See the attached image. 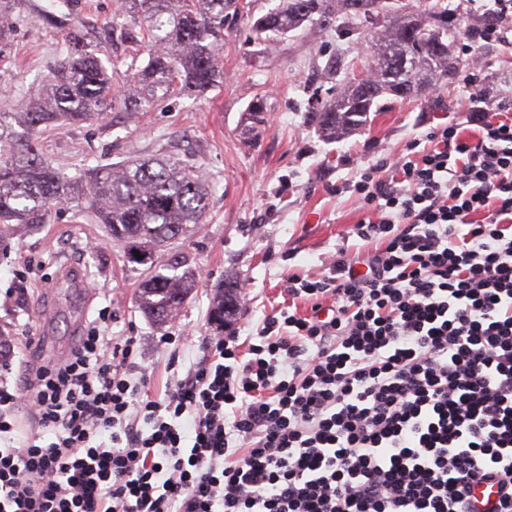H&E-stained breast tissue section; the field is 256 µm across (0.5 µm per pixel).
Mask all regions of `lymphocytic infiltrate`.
Wrapping results in <instances>:
<instances>
[{
    "mask_svg": "<svg viewBox=\"0 0 512 512\" xmlns=\"http://www.w3.org/2000/svg\"><path fill=\"white\" fill-rule=\"evenodd\" d=\"M498 9L466 55L512 45ZM462 88L476 140L435 126L356 183L379 249L291 277L163 393L105 308L51 365L0 339V512H512V117Z\"/></svg>",
    "mask_w": 512,
    "mask_h": 512,
    "instance_id": "lymphocytic-infiltrate-1",
    "label": "lymphocytic infiltrate"
}]
</instances>
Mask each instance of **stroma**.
I'll return each mask as SVG.
<instances>
[{
	"label": "stroma",
	"instance_id": "35a3bbf8",
	"mask_svg": "<svg viewBox=\"0 0 512 512\" xmlns=\"http://www.w3.org/2000/svg\"><path fill=\"white\" fill-rule=\"evenodd\" d=\"M56 2L70 24L83 30L114 85H121L126 65L112 44L115 0ZM15 15L10 55L0 59L2 112L33 94L48 79L51 64L73 50L66 30L30 16L23 2ZM249 18L239 16L228 28L218 87L169 96L147 112H111L103 121L53 130L41 139L43 153L70 176L164 153L189 160L208 178L206 220L177 243L200 274L180 315L163 326L144 318L135 304L141 267L127 263L104 225L87 223L64 205L47 224L0 244V335L23 341L37 335L47 319L60 348L68 350L78 338L74 319L89 323L99 309L110 308L109 336L136 340L133 375L151 373L153 392H164L172 374L185 373L199 360L203 337L214 333L210 296L225 275L251 283L253 301L231 326L244 337L282 304L289 278L319 272L338 248L368 251L352 232L366 214L353 190L362 173L396 159L413 138L451 120L461 123L463 137L477 136L459 86L452 83L439 93L442 107L424 99L391 100L349 137L324 140L314 114L335 97L338 79L363 70L365 43L311 26L270 43ZM480 55L476 82L512 94V47L489 46ZM259 98L268 120L250 131L244 113ZM21 286L28 295L19 306L8 295ZM45 293L52 296L48 313L36 305ZM166 336L181 337L175 354L162 352Z\"/></svg>",
	"mask_w": 512,
	"mask_h": 512
}]
</instances>
